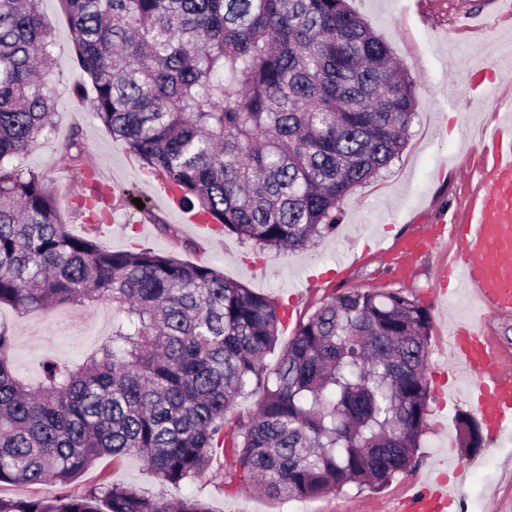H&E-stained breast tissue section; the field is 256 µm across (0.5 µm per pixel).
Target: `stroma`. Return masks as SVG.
<instances>
[{
  "label": "stroma",
  "instance_id": "1",
  "mask_svg": "<svg viewBox=\"0 0 512 512\" xmlns=\"http://www.w3.org/2000/svg\"><path fill=\"white\" fill-rule=\"evenodd\" d=\"M351 5L413 76L418 114L399 158L341 203L335 232L308 250L263 252L234 235L203 233L161 202L157 178L93 116L92 82L73 61L71 28L60 0H42L40 8L54 36V84L64 106L22 165L44 176L74 234L93 237L108 250L135 247L204 264L290 306L293 319L284 322L279 346L292 338L295 319L313 312L322 297L395 288L416 298L429 309L432 329L430 399L415 469L395 475L378 491L347 486L312 500L270 499L245 489L228 492L219 458L202 477L176 487L157 483L138 457L117 462L104 457L67 486L66 494L115 482L171 501L192 496L211 512H386L394 498L432 478L444 459L465 476L452 512H512V427L501 439L487 435L480 448L460 447L455 458L447 456L449 441L461 439L462 414L471 409L464 400L471 379L452 374L448 336L456 320L476 314L462 285L440 291L442 267L460 258L458 243L446 237L415 255L406 277L375 248L381 239L424 234L437 218L451 219L465 203L478 145L495 121L508 115L497 100L512 90V0H442L437 9L423 0H351ZM122 186L133 189L135 199L120 196ZM85 196L104 218L99 227H91L76 208ZM340 256L346 259L341 266ZM0 319L13 331L9 359L35 382L44 361L73 367L102 345L111 334L112 305L62 304L25 316L4 306Z\"/></svg>",
  "mask_w": 512,
  "mask_h": 512
}]
</instances>
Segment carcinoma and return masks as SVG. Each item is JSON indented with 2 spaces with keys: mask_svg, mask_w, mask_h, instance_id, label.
<instances>
[{
  "mask_svg": "<svg viewBox=\"0 0 512 512\" xmlns=\"http://www.w3.org/2000/svg\"><path fill=\"white\" fill-rule=\"evenodd\" d=\"M40 0H0V306L112 303V333L74 368L19 377L0 321V484L59 489L103 457L162 484L224 457V484L309 499L380 489L425 427L427 307L399 290L330 295L274 368L286 307L211 267L72 234L21 159L48 129L54 41ZM94 116L213 231L304 250L399 157L413 78L349 0H60ZM256 410L231 420L237 399ZM463 440L478 447L476 422ZM0 512H210L119 483L0 496Z\"/></svg>",
  "mask_w": 512,
  "mask_h": 512,
  "instance_id": "cac0c4a2",
  "label": "carcinoma"
}]
</instances>
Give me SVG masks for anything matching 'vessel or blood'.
<instances>
[{"label":"vessel or blood","instance_id":"b4317fda","mask_svg":"<svg viewBox=\"0 0 512 512\" xmlns=\"http://www.w3.org/2000/svg\"><path fill=\"white\" fill-rule=\"evenodd\" d=\"M477 184L448 231L461 250L454 270L481 303L484 315L512 311V119L497 122L483 145ZM451 353L469 373L476 414L484 427L500 433L512 420V371L503 364L512 354L488 335L485 323L471 320L457 326ZM399 512H446L448 484L399 500Z\"/></svg>","mask_w":512,"mask_h":512}]
</instances>
